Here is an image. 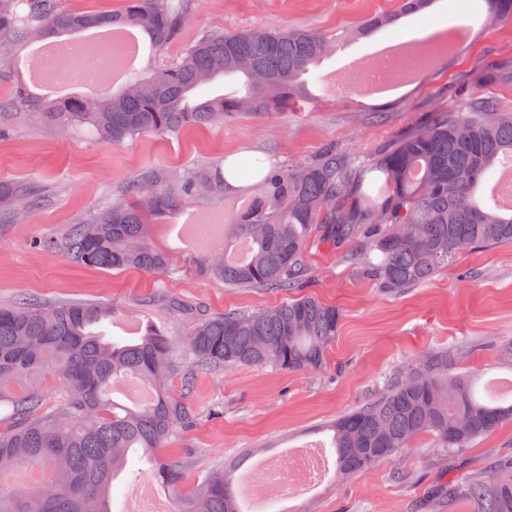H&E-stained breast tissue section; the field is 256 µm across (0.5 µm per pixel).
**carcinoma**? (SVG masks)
<instances>
[{
	"instance_id": "obj_1",
	"label": "carcinoma",
	"mask_w": 512,
	"mask_h": 512,
	"mask_svg": "<svg viewBox=\"0 0 512 512\" xmlns=\"http://www.w3.org/2000/svg\"><path fill=\"white\" fill-rule=\"evenodd\" d=\"M195 0H125L121 11H62L56 0H0V45H23L86 29L134 27L158 48L176 42ZM491 20L512 19V0H472ZM396 21L367 19L364 35ZM336 49L310 29H265L208 34L186 45L173 61L142 75L133 70L117 93L99 88L88 96L45 100L27 84L12 86L0 102V134L13 116L28 111L61 132L88 130L121 143L153 131L175 137L190 125L230 122L242 113L286 110L304 95L311 68ZM245 78L246 95L212 93L220 79ZM512 157V112L489 98H471L463 109L431 111L416 130L364 156L326 149L296 169H269L255 157L258 192L236 210L232 229L251 250L241 262L212 255L207 274L234 286L293 290L304 287L308 239L335 250L355 243L349 259L363 277L397 295L423 284L467 248L512 244V207L480 196L495 181L498 165ZM224 170L195 171L164 182L154 170L124 190L128 200L72 224L59 242L67 258L106 271L163 269L168 256L145 240L148 225L181 195L219 194ZM34 191L0 185V205L18 210ZM176 314L194 318L176 364V347L151 325L136 341L119 344L94 331L112 319V307L81 302L45 305L25 300L0 307V407L9 428L0 431V470L30 465L46 476L29 492L0 485V512H110L112 482L129 454L140 449L153 461L158 481L177 489L180 462L160 450L192 431L199 412L192 392L199 373L227 366H275L310 371L326 362L341 313L311 296L271 309L211 315L171 302ZM458 351H429L386 381L383 394L330 425L336 476L367 471L391 460L422 433L432 435L445 458L512 422V393H476V379L454 371ZM178 374L180 390L166 385ZM132 378L153 386L145 405L112 398L116 382ZM64 397L47 407L48 387ZM470 500L475 512H512V457L492 462L464 482L442 483L434 501ZM179 512H245L230 470L215 471L183 498Z\"/></svg>"
}]
</instances>
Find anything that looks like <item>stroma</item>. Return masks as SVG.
I'll list each match as a JSON object with an SVG mask.
<instances>
[{
  "label": "stroma",
  "mask_w": 512,
  "mask_h": 512,
  "mask_svg": "<svg viewBox=\"0 0 512 512\" xmlns=\"http://www.w3.org/2000/svg\"><path fill=\"white\" fill-rule=\"evenodd\" d=\"M401 0H198L178 42L147 48V69L175 58L183 44L214 31L307 28L339 39L347 53L368 57L385 40L406 39L421 25H465L469 41L446 60L422 70L417 82L384 97L329 96L319 82L285 112L245 114L224 125L193 127L177 137L146 132L119 144L86 133L64 135L35 116L17 115L0 135V183H29L35 200L21 213L0 210V306L23 298L45 304L88 302L112 306L107 339L129 340V322L164 329L173 343L184 341L191 321L174 316L168 300L200 305L207 313L258 310L286 303L288 292L233 287L201 270V253L176 244L173 225L193 211L241 206L257 190L254 177L215 196L178 199L149 226L147 241L165 251L167 273L135 269L105 271L67 261L40 240L62 238L71 224L86 220L120 199L126 183L146 170L173 175L219 169L230 157H267L279 169L315 160L327 147L368 153L414 129L428 109H459L464 97H489L512 111V21L494 22L468 11L467 0H434L405 14ZM396 15L391 28L364 38L353 31L374 15ZM497 78L482 82L484 68ZM307 288L342 319L325 364L312 372L234 366L199 374L193 402L201 419L188 434L170 439L171 459L187 458L184 489L207 473L264 458L309 443L330 448L325 424L375 398L387 375L437 348L471 346L460 370L480 382L512 379V364L500 358L497 341L512 338V245L462 251L458 260L424 285L392 296L363 278L339 251L308 247ZM471 277H463V270ZM512 456V423L461 449L454 461L440 457L429 434H421L391 461L345 479L326 475L308 493L270 504V512H429L438 484L465 481L494 459Z\"/></svg>",
  "instance_id": "35a3bbf8"
}]
</instances>
